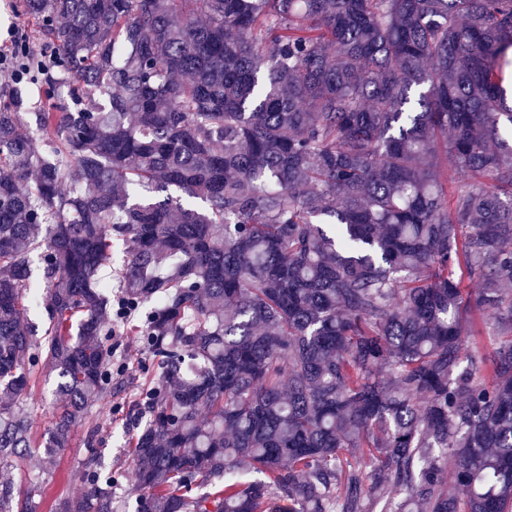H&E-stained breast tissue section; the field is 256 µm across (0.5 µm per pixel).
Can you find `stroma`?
<instances>
[{
  "label": "stroma",
  "instance_id": "1",
  "mask_svg": "<svg viewBox=\"0 0 512 512\" xmlns=\"http://www.w3.org/2000/svg\"><path fill=\"white\" fill-rule=\"evenodd\" d=\"M116 341L119 345L130 346L134 355L128 360L127 374L122 384L112 391V410L100 418L99 431H92L90 422L81 421L74 427L70 448L60 451L57 468L52 479L45 485L39 512H50L58 501L82 493L87 487L86 465L91 450L86 446L88 434H95V451L100 454V466L111 471L116 483L113 492L126 502V512H135L136 497L132 494L133 461L128 441L132 432L128 403L141 384L148 368L154 364L152 356L143 348L139 336L118 329ZM56 375L41 376L35 388L23 396L29 408L36 433L46 432L52 422L57 404Z\"/></svg>",
  "mask_w": 512,
  "mask_h": 512
}]
</instances>
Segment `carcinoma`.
<instances>
[{
  "mask_svg": "<svg viewBox=\"0 0 512 512\" xmlns=\"http://www.w3.org/2000/svg\"><path fill=\"white\" fill-rule=\"evenodd\" d=\"M16 10L55 76L36 112L0 92V463L42 450L0 512L112 402L114 320L158 359L140 512H512V0ZM112 484L92 457L55 512H122ZM57 377L56 374L43 375L36 383L35 388L23 395L21 401L25 404L33 419L34 431L40 437L46 432L53 422V416L57 404L56 397Z\"/></svg>",
  "mask_w": 512,
  "mask_h": 512,
  "instance_id": "cac0c4a2",
  "label": "carcinoma"
}]
</instances>
